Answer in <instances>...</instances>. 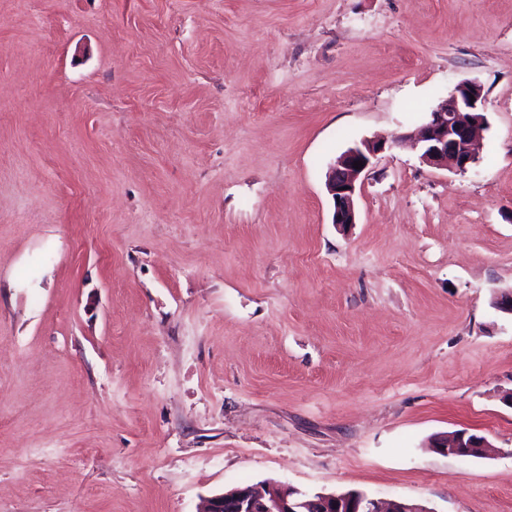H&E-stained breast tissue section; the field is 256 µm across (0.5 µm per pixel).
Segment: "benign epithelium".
<instances>
[{
	"mask_svg": "<svg viewBox=\"0 0 512 512\" xmlns=\"http://www.w3.org/2000/svg\"><path fill=\"white\" fill-rule=\"evenodd\" d=\"M486 93L475 80L460 83L448 98L430 113L418 129L395 139L411 141L421 147V159L435 168L465 172L478 162L483 149L479 132L487 126L484 115ZM386 143L364 140L349 148L331 165L326 189L334 204L333 223H356L354 196L359 182L373 166ZM360 161V168L354 162ZM440 452L458 458H482L490 444L485 437L450 433L432 444ZM201 512H433L432 509L404 499L382 500L360 491L307 495L288 486L271 484L264 488L237 486L208 497Z\"/></svg>",
	"mask_w": 512,
	"mask_h": 512,
	"instance_id": "obj_1",
	"label": "benign epithelium"
}]
</instances>
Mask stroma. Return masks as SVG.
Wrapping results in <instances>:
<instances>
[{
  "mask_svg": "<svg viewBox=\"0 0 512 512\" xmlns=\"http://www.w3.org/2000/svg\"><path fill=\"white\" fill-rule=\"evenodd\" d=\"M465 80L478 162L384 151L332 224ZM511 287L512 0H0V512H512ZM386 149V142L364 140L350 147L331 165L326 180V189L334 204L333 224L347 226L356 224L357 211L354 196L359 182L373 166L378 154ZM355 161H362L360 169ZM438 448L441 453L458 458H482L486 456L490 444L485 437L468 435L462 432L448 433V435L431 445ZM200 512H434L404 499L382 500L360 491L307 495L288 486H237L208 497Z\"/></svg>",
  "mask_w": 512,
  "mask_h": 512,
  "instance_id": "obj_1",
  "label": "stroma"
}]
</instances>
